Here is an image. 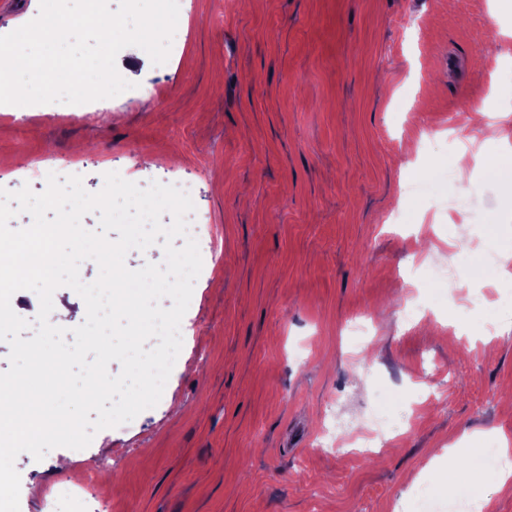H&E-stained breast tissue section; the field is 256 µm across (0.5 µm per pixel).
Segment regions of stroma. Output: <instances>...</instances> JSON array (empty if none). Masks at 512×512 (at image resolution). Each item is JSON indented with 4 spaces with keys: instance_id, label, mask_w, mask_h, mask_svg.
Returning a JSON list of instances; mask_svg holds the SVG:
<instances>
[{
    "instance_id": "obj_1",
    "label": "stroma",
    "mask_w": 512,
    "mask_h": 512,
    "mask_svg": "<svg viewBox=\"0 0 512 512\" xmlns=\"http://www.w3.org/2000/svg\"><path fill=\"white\" fill-rule=\"evenodd\" d=\"M166 63L120 51L148 102L35 104L0 115V162L47 174L86 158L144 184L196 181L202 269L159 403L85 454L14 462L20 512L93 467L97 512H415L452 504L455 444L512 435V174L488 187L461 156L504 137L456 124L512 111V0H181ZM498 223H491V215ZM482 266L427 282L450 249ZM417 304L427 318L400 317ZM402 424L379 456L322 450L335 421Z\"/></svg>"
}]
</instances>
